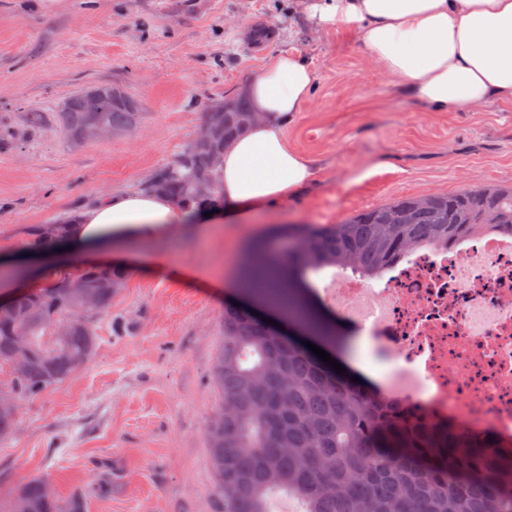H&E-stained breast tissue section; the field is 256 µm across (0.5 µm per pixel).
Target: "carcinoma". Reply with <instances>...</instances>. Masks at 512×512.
I'll return each mask as SVG.
<instances>
[{
	"instance_id": "1",
	"label": "carcinoma",
	"mask_w": 512,
	"mask_h": 512,
	"mask_svg": "<svg viewBox=\"0 0 512 512\" xmlns=\"http://www.w3.org/2000/svg\"><path fill=\"white\" fill-rule=\"evenodd\" d=\"M249 111L241 95L204 113V125L220 137L206 148L188 145L156 170L163 193L179 204H222L224 143L243 131ZM59 119L68 142L80 147L86 129L131 132L143 113L124 91L105 94L100 111L88 112L81 92L67 98ZM202 179L210 184L205 194L197 188ZM73 222L30 226L27 246L60 242ZM493 229L512 232V185L400 198L336 224L277 227L250 245L239 277L242 297L259 294L292 325L331 340L336 332L309 273L338 268L377 277L421 244ZM282 241L288 242L286 253L279 249ZM78 278L93 296L90 307L68 291L69 277L9 300V312L0 314V362L22 356L26 366L10 385H0V396L20 402L35 396L94 355V321L109 312L125 272L88 267ZM223 326L213 368L223 406L207 430L221 489L215 512H270L279 491L297 499L303 512H512V454L391 411L378 391L338 373L245 304L225 305ZM19 336L27 338V349L18 347ZM17 423L18 414L0 410V443L11 439ZM20 500L27 512H85L81 495L62 503L40 480L20 486L7 512H17Z\"/></svg>"
}]
</instances>
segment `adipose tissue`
<instances>
[{"mask_svg":"<svg viewBox=\"0 0 512 512\" xmlns=\"http://www.w3.org/2000/svg\"><path fill=\"white\" fill-rule=\"evenodd\" d=\"M308 14L356 31L389 86L430 111L512 104V0H314ZM314 83L296 51L269 57L249 80L246 93L259 120L224 146L218 213L155 191L118 192L76 216L66 246L26 255V263L35 275H48L73 255L104 254L183 224H236L287 199L314 174L312 160L290 146L284 131L310 101Z\"/></svg>","mask_w":512,"mask_h":512,"instance_id":"obj_1","label":"adipose tissue"}]
</instances>
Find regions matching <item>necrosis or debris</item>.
Masks as SVG:
<instances>
[{
    "label": "necrosis or debris",
    "mask_w": 512,
    "mask_h": 512,
    "mask_svg": "<svg viewBox=\"0 0 512 512\" xmlns=\"http://www.w3.org/2000/svg\"><path fill=\"white\" fill-rule=\"evenodd\" d=\"M323 297L389 364L396 406L512 444V233L409 250L381 280L342 274Z\"/></svg>",
    "instance_id": "necrosis-or-debris-1"
}]
</instances>
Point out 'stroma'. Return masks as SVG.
<instances>
[{
	"label": "stroma",
	"mask_w": 512,
	"mask_h": 512,
	"mask_svg": "<svg viewBox=\"0 0 512 512\" xmlns=\"http://www.w3.org/2000/svg\"><path fill=\"white\" fill-rule=\"evenodd\" d=\"M297 50L315 92L286 124L312 179L240 224L194 225L101 256L127 273L98 348L72 377L24 401L0 447V512L43 480L86 512H214L207 428L222 406L212 366L243 245L275 224H334L406 196L512 184V106L431 112L397 95L354 32L309 20L302 0H0V252L21 255L51 224L138 189L199 134L206 105L244 92L265 59ZM120 85L139 128L74 148L69 96ZM42 116L36 132L28 113ZM163 272H153L156 263Z\"/></svg>",
	"instance_id": "35a3bbf8"
}]
</instances>
